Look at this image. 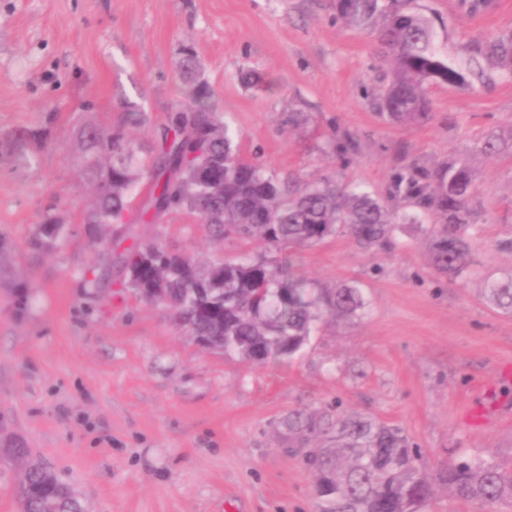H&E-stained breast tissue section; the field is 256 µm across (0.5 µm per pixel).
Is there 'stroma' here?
Segmentation results:
<instances>
[{"label": "stroma", "mask_w": 512, "mask_h": 512, "mask_svg": "<svg viewBox=\"0 0 512 512\" xmlns=\"http://www.w3.org/2000/svg\"><path fill=\"white\" fill-rule=\"evenodd\" d=\"M432 20L439 52L466 67L469 45L512 30V0H413ZM192 45L218 111L280 176H325L375 188L393 169L438 165L469 152L479 188L477 263L450 283L428 266L419 225H398L393 249L367 252L338 234L296 252L306 277L362 285L369 313L325 318L292 359L253 366L180 332L170 310L123 288H87L98 259L81 221L91 191L72 131L82 121L147 113L153 143L181 96L180 52ZM386 81L370 35L336 17L335 0H0V132L54 114L35 162L0 157V238L12 278L0 282V424L81 498L86 512H315L308 454L282 421L303 408H335L399 427L428 474L460 456L512 457V414L477 430L462 411L484 394L512 407V317L489 306L485 279L512 268L498 250L512 237V156L472 146L488 128L512 127V77L430 90L432 117L402 126L378 114ZM310 113L319 134L289 131ZM355 132L349 161L323 153V132ZM73 226L49 253L28 240L49 205ZM207 260L236 257L189 214L140 228Z\"/></svg>", "instance_id": "stroma-1"}]
</instances>
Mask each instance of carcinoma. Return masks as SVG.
<instances>
[{
  "label": "carcinoma",
  "instance_id": "carcinoma-1",
  "mask_svg": "<svg viewBox=\"0 0 512 512\" xmlns=\"http://www.w3.org/2000/svg\"><path fill=\"white\" fill-rule=\"evenodd\" d=\"M410 0H336V17L370 34L390 82L377 98L379 115L400 125L430 115V88L467 82V74L500 68L512 76V30L468 48L463 71L435 47L434 32ZM185 84L176 110L165 115L151 162L129 129L148 123L132 110L116 123L87 121L74 131V147L93 197L82 220L91 240L115 236L114 256L84 271L83 285L99 288L119 268V286L141 300L165 306L176 325L202 346L265 363L292 357L308 345L325 316L361 319L368 302L357 284L328 289L300 276L293 251L341 232L369 252L395 245L399 224H426L430 266L450 281L464 279L475 262L480 230L473 216L478 186L469 156L435 167L403 168L384 190H367L330 178H282L245 155L238 133L217 111L194 48L183 47L179 61ZM54 114L39 127H20L0 137V150L26 157L46 145ZM326 147L347 158L358 149L356 135L339 127L326 134ZM512 149V132L485 131L474 150L501 155ZM148 182L138 210V188ZM186 211L216 241L236 239L244 251L232 259L201 261L157 241H138V224H156ZM72 228L52 205L29 239L31 248L51 252ZM132 240L128 247L123 246ZM485 298L512 315V274L487 281ZM288 435H334L336 447L309 458L314 474L316 512H423L432 483L418 466L421 450L396 426L360 415L328 410L292 411L283 420ZM4 455L27 461L15 492L21 512H85L68 487L45 491L58 480L30 450L10 448ZM440 482L460 503L479 502L487 512L512 504V461L474 456L448 463Z\"/></svg>",
  "mask_w": 512,
  "mask_h": 512
}]
</instances>
